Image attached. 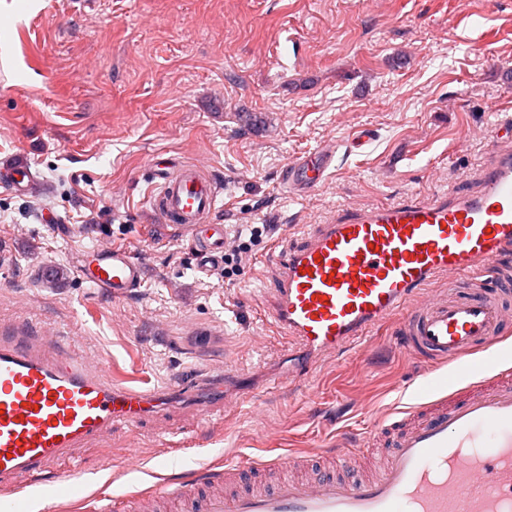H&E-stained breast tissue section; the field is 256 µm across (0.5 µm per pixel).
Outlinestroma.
Returning a JSON list of instances; mask_svg holds the SVG:
<instances>
[{
    "label": "stroma",
    "instance_id": "35a3bbf8",
    "mask_svg": "<svg viewBox=\"0 0 512 512\" xmlns=\"http://www.w3.org/2000/svg\"><path fill=\"white\" fill-rule=\"evenodd\" d=\"M0 330L78 343L116 386L170 404L74 449L77 478L112 499L189 471L292 458L369 432L413 403L430 367L398 323L282 379L302 350L268 316L276 243L333 211L462 192L512 113V0H0ZM369 130L363 150L352 135ZM332 143L326 183L281 175ZM207 166L224 224L270 230L232 276L198 275L189 240L147 198L152 155ZM128 246L143 283L115 300L77 273L90 247ZM230 369L224 409L201 426L181 389Z\"/></svg>",
    "mask_w": 512,
    "mask_h": 512
}]
</instances>
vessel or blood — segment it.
I'll list each match as a JSON object with an SVG mask.
<instances>
[{"label":"vessel or blood","instance_id":"1","mask_svg":"<svg viewBox=\"0 0 512 512\" xmlns=\"http://www.w3.org/2000/svg\"><path fill=\"white\" fill-rule=\"evenodd\" d=\"M471 190L425 200L401 198L343 208L310 236L281 244L269 315L311 359L339 353L401 316L402 346L436 366L463 361L512 332V115ZM333 151L290 161L289 185L326 182ZM149 165L152 210L188 235L196 270L224 260L227 229L218 223L219 183L209 170L157 154ZM81 278L123 299L139 288L132 253L110 244L86 250ZM442 282L433 290L434 282ZM483 379L431 397L392 418L387 454L364 477L336 471L286 476L287 459L258 465L273 482L228 490L217 471L191 472L178 512H512V368L488 360ZM159 390L118 389L98 362L51 351L45 335L0 336V512H31L34 489L81 502L65 463L72 449L107 440L116 422L163 409ZM169 496L156 485L125 498L120 512H155Z\"/></svg>","mask_w":512,"mask_h":512}]
</instances>
